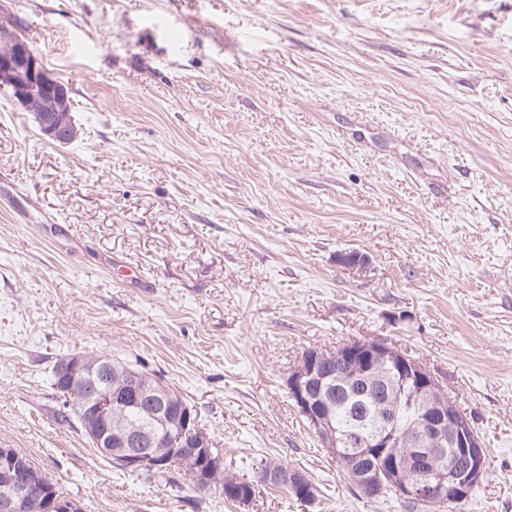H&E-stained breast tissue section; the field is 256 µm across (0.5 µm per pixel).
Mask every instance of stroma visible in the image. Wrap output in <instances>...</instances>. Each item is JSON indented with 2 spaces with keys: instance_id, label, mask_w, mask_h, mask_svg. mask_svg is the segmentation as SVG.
<instances>
[{
  "instance_id": "stroma-1",
  "label": "stroma",
  "mask_w": 512,
  "mask_h": 512,
  "mask_svg": "<svg viewBox=\"0 0 512 512\" xmlns=\"http://www.w3.org/2000/svg\"><path fill=\"white\" fill-rule=\"evenodd\" d=\"M3 20L79 135L45 141L0 89V448L81 512H405L350 486L287 388L305 350L381 339L484 442L452 512H512V0H0ZM82 352L161 377L225 468L283 461L314 499L114 467L54 417L52 369Z\"/></svg>"
}]
</instances>
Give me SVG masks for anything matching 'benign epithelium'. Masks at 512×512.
I'll return each mask as SVG.
<instances>
[{"label": "benign epithelium", "mask_w": 512, "mask_h": 512, "mask_svg": "<svg viewBox=\"0 0 512 512\" xmlns=\"http://www.w3.org/2000/svg\"><path fill=\"white\" fill-rule=\"evenodd\" d=\"M0 86L10 90L12 102L32 113L45 139L67 144L79 135L70 109L69 88L53 77L29 44L8 26H0ZM336 359L348 368L350 380L374 373L376 384L386 389L387 400L365 405L377 427L359 447L351 448L333 425L328 404L314 395L321 376L322 354L305 351L287 378L288 393L299 413L344 469L348 480L362 492L377 496L389 490L402 498L425 504H460L479 485L486 468L480 436L470 421L462 418L438 377L424 364L378 339L345 342L336 348ZM112 356L71 354L55 364L53 388L56 400L73 408L78 423L94 447L105 448L134 470H153L157 459L145 448L155 435L145 429L123 428V409L148 399L163 401L168 389L153 387L137 370L125 369L124 384L112 389ZM415 385L420 402L419 427L399 428L401 395L397 381ZM190 444L200 461L212 457L213 440L195 427ZM456 462L445 465L448 449ZM0 469L10 473L9 483L0 487V512H24L25 491L30 479L24 476L25 461L10 448H0ZM265 482L289 486L299 499L312 495V482L300 470H270ZM43 512H75L76 503L56 493L42 502Z\"/></svg>", "instance_id": "7a95c632"}]
</instances>
